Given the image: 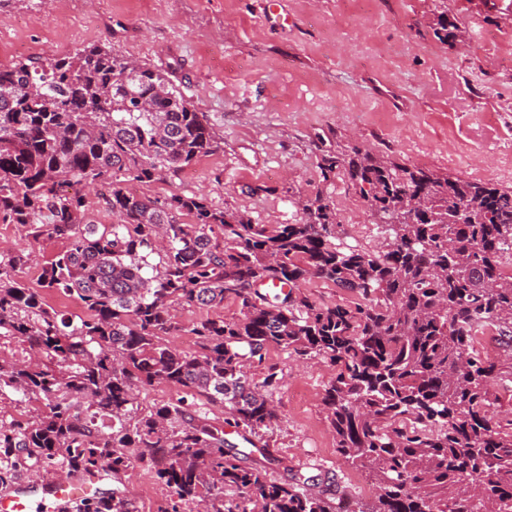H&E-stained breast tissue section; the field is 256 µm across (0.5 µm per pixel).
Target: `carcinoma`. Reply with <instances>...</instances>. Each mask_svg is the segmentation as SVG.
Wrapping results in <instances>:
<instances>
[{"instance_id": "1", "label": "carcinoma", "mask_w": 512, "mask_h": 512, "mask_svg": "<svg viewBox=\"0 0 512 512\" xmlns=\"http://www.w3.org/2000/svg\"><path fill=\"white\" fill-rule=\"evenodd\" d=\"M215 144L167 74L107 49L0 68V219L33 242L68 243L36 288L22 277L30 252L0 253V348L25 350L0 357V392L40 404L0 414V488L27 467L81 478L140 465L169 493L162 512H512V427L491 389L512 379V355L473 350L488 327L512 346V190L356 144L321 150L323 180L346 177L384 223L377 252L336 242V207L321 193L298 201V222L270 227L203 196L128 191ZM102 181L112 224L86 220L85 196L63 190ZM312 278L359 302H310L301 288ZM274 281L288 293L270 301L260 289ZM44 290L76 296L83 314L51 308ZM226 298L238 318L175 326L174 305ZM178 329L194 353L165 341ZM272 347L335 368L322 404L337 451L372 476V501L349 511L272 480L273 449L244 466L224 440L226 424L256 435L277 417L278 368L260 385L246 371ZM162 382L185 395L137 414L139 392ZM208 405L224 407V423ZM73 509L136 512L117 492Z\"/></svg>"}]
</instances>
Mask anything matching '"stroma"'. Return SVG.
<instances>
[{"label":"stroma","mask_w":512,"mask_h":512,"mask_svg":"<svg viewBox=\"0 0 512 512\" xmlns=\"http://www.w3.org/2000/svg\"><path fill=\"white\" fill-rule=\"evenodd\" d=\"M441 15L466 29V49L438 38ZM89 46L166 72L216 134L213 153L139 194L202 195L275 226L320 193L339 242L372 250L383 226L345 177L323 181L322 144L512 188V0H0V66ZM270 365L284 384L254 442L279 459L271 478L370 501L373 480L337 453L321 406L333 366L272 348L254 383ZM98 489L131 493L138 512L167 498L139 467Z\"/></svg>","instance_id":"35a3bbf8"}]
</instances>
